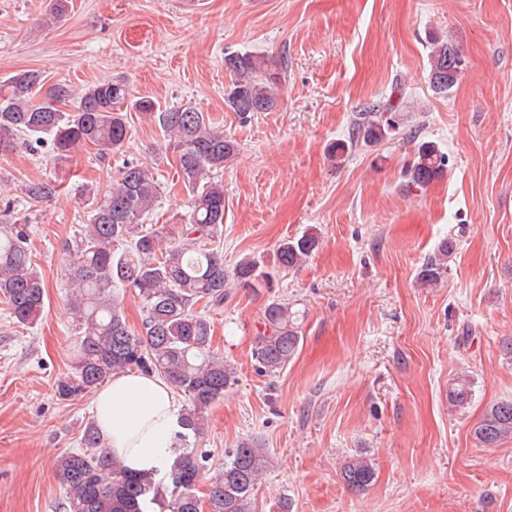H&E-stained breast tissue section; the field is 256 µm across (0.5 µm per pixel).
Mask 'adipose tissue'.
I'll return each mask as SVG.
<instances>
[{
  "mask_svg": "<svg viewBox=\"0 0 512 512\" xmlns=\"http://www.w3.org/2000/svg\"><path fill=\"white\" fill-rule=\"evenodd\" d=\"M93 410L104 445L131 471L162 478L176 456L180 413L172 387L126 371L97 390Z\"/></svg>",
  "mask_w": 512,
  "mask_h": 512,
  "instance_id": "adipose-tissue-1",
  "label": "adipose tissue"
}]
</instances>
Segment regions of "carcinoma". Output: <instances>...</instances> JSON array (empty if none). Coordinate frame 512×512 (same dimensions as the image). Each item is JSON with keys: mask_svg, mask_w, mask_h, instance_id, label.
I'll use <instances>...</instances> for the list:
<instances>
[{"mask_svg": "<svg viewBox=\"0 0 512 512\" xmlns=\"http://www.w3.org/2000/svg\"><path fill=\"white\" fill-rule=\"evenodd\" d=\"M462 60L457 45L436 39L431 52L429 81L448 93L458 82L449 72ZM231 76L226 105L246 122L255 112H272L281 104L282 63L248 52L224 53ZM76 100L68 112L61 105ZM130 105L163 133L185 187L188 211L180 236L162 240V230L143 224L161 195V183L146 162H126L107 190L86 187L81 194L87 223L65 242L68 311L75 326L72 373L57 383L58 395L73 399L94 392L112 375L125 370L158 374L183 393L185 432L179 434V456L167 481L128 471L102 450L95 422L86 424L80 443L84 450L56 458V476L64 490L65 512H255V496L268 464L266 449L242 440L224 453V463H210L203 450L208 413L237 383L234 367L212 350V325L206 310L223 307L235 288H253L269 278L261 260L247 256L232 270L224 268L219 235L224 224V184L212 172L232 162L236 140L212 126L208 116L192 107L161 108L149 97L131 94L124 80L97 83L81 93L66 83L45 86L43 74L24 70L0 81V154L23 147L31 152L49 137L60 161L87 146L100 156L123 146L128 129L123 105ZM399 102L393 97L356 114L350 140L331 146L342 159L363 142L377 144L401 125ZM448 159L432 142L421 143L408 168V183L425 187L447 172ZM52 180L24 186L34 206L54 196ZM318 237L305 232L282 241L274 263L283 270L298 267L318 248ZM454 242H441L423 264L418 279L437 284L448 273ZM46 282L27 245L23 224L0 227V303L17 324L36 323L45 307ZM137 295L141 327L132 328L124 315L120 292ZM263 328L252 342L258 372L276 377L298 353L302 340L293 305L272 300L264 306ZM472 380L459 375L448 389L454 407L468 404ZM474 434L484 448L512 439V402L490 405ZM340 477L352 490L363 492L376 481L372 460L352 455L340 466Z\"/></svg>", "mask_w": 512, "mask_h": 512, "instance_id": "cac0c4a2", "label": "carcinoma"}]
</instances>
